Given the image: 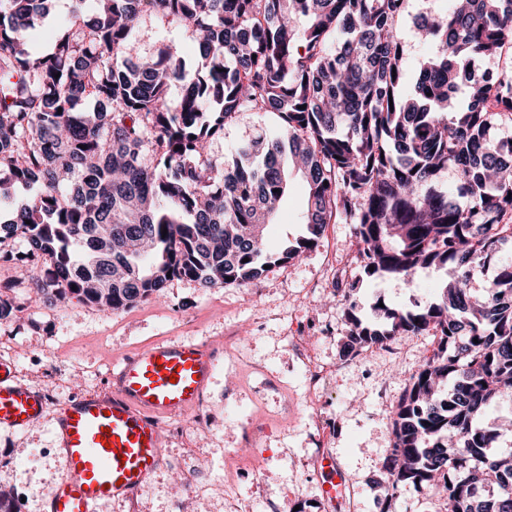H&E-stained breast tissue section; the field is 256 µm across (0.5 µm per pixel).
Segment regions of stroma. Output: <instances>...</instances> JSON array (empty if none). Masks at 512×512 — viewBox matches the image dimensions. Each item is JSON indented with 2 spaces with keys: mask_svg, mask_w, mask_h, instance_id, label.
Masks as SVG:
<instances>
[{
  "mask_svg": "<svg viewBox=\"0 0 512 512\" xmlns=\"http://www.w3.org/2000/svg\"><path fill=\"white\" fill-rule=\"evenodd\" d=\"M278 127L272 113H244L225 125L210 154L224 163L241 142ZM305 198L303 181L293 179L267 229L268 248L305 234ZM25 250L17 235L0 242V298L15 308L0 321V358L13 362L19 381L53 397L27 429H0V486L21 498L20 512H41L64 474L52 436L58 408L110 395L114 366L171 338L207 344L216 372L199 407L164 418L163 462L147 486L99 512H382L390 412L436 341L401 336L390 348L343 359L346 310L373 321L377 300L391 307L432 300L443 272L357 281L354 226L340 219L324 226L315 248L252 283L205 288L175 278L163 301L112 313L43 302L18 261ZM352 283L356 291L344 295ZM311 362L327 370L315 393L306 379ZM323 450L349 483L337 508L323 497Z\"/></svg>",
  "mask_w": 512,
  "mask_h": 512,
  "instance_id": "stroma-1",
  "label": "stroma"
}]
</instances>
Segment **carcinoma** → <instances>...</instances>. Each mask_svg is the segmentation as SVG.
<instances>
[{
    "mask_svg": "<svg viewBox=\"0 0 512 512\" xmlns=\"http://www.w3.org/2000/svg\"><path fill=\"white\" fill-rule=\"evenodd\" d=\"M52 2L0 0V234L48 258L35 293L117 312L171 277L249 283L345 217L358 278L450 271L436 300L385 306L381 325L347 312L346 360L438 337L392 410L386 485L436 488L445 512H512V453L495 451L502 425L482 422L512 388V262L482 293L469 287L512 240V138L496 135L512 124V0H426L413 25L433 52L409 97L408 0H100L38 54ZM147 19L190 29L200 70L164 37L141 51L133 30ZM487 58L502 64L496 82ZM243 112L277 115L287 138L261 133L219 166L209 143ZM294 175L307 234L270 252ZM17 184L33 195L16 201Z\"/></svg>",
    "mask_w": 512,
    "mask_h": 512,
    "instance_id": "1",
    "label": "carcinoma"
}]
</instances>
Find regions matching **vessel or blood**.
Masks as SVG:
<instances>
[{
  "mask_svg": "<svg viewBox=\"0 0 512 512\" xmlns=\"http://www.w3.org/2000/svg\"><path fill=\"white\" fill-rule=\"evenodd\" d=\"M214 368L203 346L157 343L113 371L110 396H85L63 406L55 439L67 476L45 512H97L101 502L142 488L161 461L163 418L198 406ZM45 408L43 396L0 361V428L25 430ZM321 465L328 476L324 496L335 501L345 476L333 457H322Z\"/></svg>",
  "mask_w": 512,
  "mask_h": 512,
  "instance_id": "vessel-or-blood-1",
  "label": "vessel or blood"
}]
</instances>
